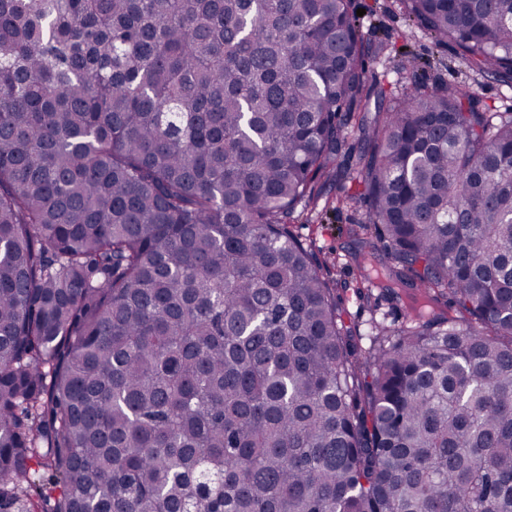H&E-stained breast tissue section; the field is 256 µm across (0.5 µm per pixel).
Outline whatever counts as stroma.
Returning a JSON list of instances; mask_svg holds the SVG:
<instances>
[{
  "label": "stroma",
  "instance_id": "35a3bbf8",
  "mask_svg": "<svg viewBox=\"0 0 512 512\" xmlns=\"http://www.w3.org/2000/svg\"><path fill=\"white\" fill-rule=\"evenodd\" d=\"M352 6L364 11L359 18L363 31L387 48L386 55L373 58L368 65L370 83L384 90L387 96L402 91L404 78L393 69L390 59L403 51L416 57L424 83L440 78L462 90L476 92L482 107L488 111L512 112V83L470 70L455 44L436 45L429 34L412 25L393 0H352ZM367 210L364 201L337 211L324 212L317 208L300 217L294 231L305 244L312 246L320 260L344 259L355 250L347 227L362 222Z\"/></svg>",
  "mask_w": 512,
  "mask_h": 512
}]
</instances>
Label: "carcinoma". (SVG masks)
Segmentation results:
<instances>
[{
    "label": "carcinoma",
    "instance_id": "obj_1",
    "mask_svg": "<svg viewBox=\"0 0 512 512\" xmlns=\"http://www.w3.org/2000/svg\"><path fill=\"white\" fill-rule=\"evenodd\" d=\"M397 6L512 79V0ZM382 51L351 0H0V510L512 512V112ZM347 179L332 281L292 226ZM389 60L387 56L373 58L369 62L367 74L371 84L384 90L386 95L391 97L401 93L404 78L392 68Z\"/></svg>",
    "mask_w": 512,
    "mask_h": 512
}]
</instances>
